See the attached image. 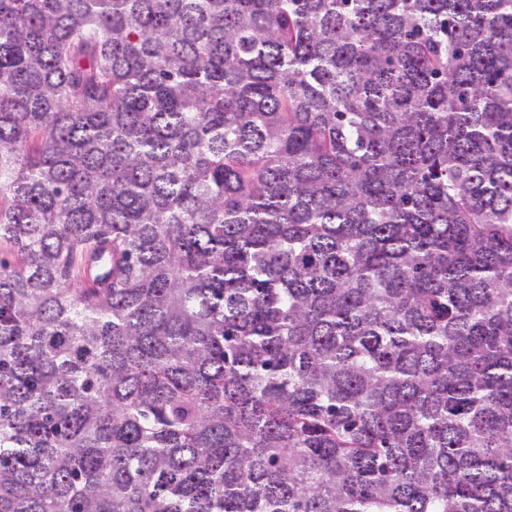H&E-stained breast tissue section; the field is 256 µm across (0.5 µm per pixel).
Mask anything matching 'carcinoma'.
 Returning a JSON list of instances; mask_svg holds the SVG:
<instances>
[{"instance_id":"1","label":"carcinoma","mask_w":512,"mask_h":512,"mask_svg":"<svg viewBox=\"0 0 512 512\" xmlns=\"http://www.w3.org/2000/svg\"><path fill=\"white\" fill-rule=\"evenodd\" d=\"M0 512H512V0H0Z\"/></svg>"}]
</instances>
